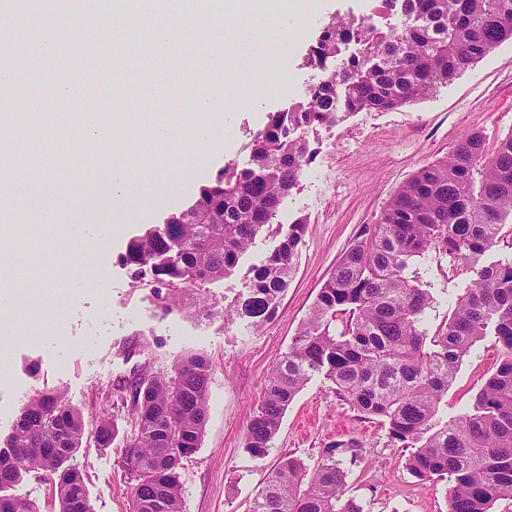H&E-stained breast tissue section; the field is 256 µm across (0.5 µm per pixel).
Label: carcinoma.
Returning <instances> with one entry per match:
<instances>
[{
  "label": "carcinoma",
  "instance_id": "carcinoma-1",
  "mask_svg": "<svg viewBox=\"0 0 512 512\" xmlns=\"http://www.w3.org/2000/svg\"><path fill=\"white\" fill-rule=\"evenodd\" d=\"M409 23L400 31L364 21L330 23L311 46L319 71L292 107L267 116L253 134L251 166L220 169L193 202L129 241L124 261L134 279L170 290L162 307L188 316L244 320L261 330L277 314L295 271L305 224L280 229L278 245L234 303L220 307L204 285L236 268L273 220L311 159L304 133L362 111L413 105L512 40V0H400ZM355 38L359 55L339 70L329 61ZM512 215V132L486 148L466 134L447 157L420 168L390 198L375 224L361 227L320 289L288 351L270 370L244 437L257 460L271 449L282 418L316 375L363 414L381 419L407 469L448 485V512H494L512 493V260L483 257ZM474 274L448 321L432 331L436 299L426 279L432 258ZM342 328L336 329V318ZM487 336L500 360L472 408L444 419L441 403L475 344ZM211 366L197 353L167 374L132 373V428L120 464L137 512H184L182 461L201 446L208 417ZM117 427L102 418L99 447ZM85 421L59 389L21 404L0 447V512H38L34 502L2 491L35 474L52 481L60 512H92L83 476L69 464L82 447ZM363 461L358 441H339L313 468L279 458L249 512H368L347 496V478Z\"/></svg>",
  "mask_w": 512,
  "mask_h": 512
}]
</instances>
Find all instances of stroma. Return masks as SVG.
Here are the masks:
<instances>
[{
	"label": "stroma",
	"mask_w": 512,
	"mask_h": 512,
	"mask_svg": "<svg viewBox=\"0 0 512 512\" xmlns=\"http://www.w3.org/2000/svg\"><path fill=\"white\" fill-rule=\"evenodd\" d=\"M301 9L282 23L280 51L288 55L291 78L305 88L315 76L305 64L309 46L332 19L362 18L386 13L385 0H296ZM140 69L158 79L150 96H137L134 115L122 128L127 162L142 181L143 192L171 177L179 191L161 204L139 211L107 245L71 234L75 224L98 225L99 209L115 160L110 152L84 153L77 113L103 114L111 92L95 80L96 67L80 42L63 47L57 65L80 74V98L59 100L52 83H42L20 100L25 138L16 140L0 159V174L14 187L13 206L23 217L29 250L18 239L0 242V259L11 270L0 280L9 306L0 316V441L11 433L19 394L62 389L79 408L88 432L76 454L93 512H135L132 486L119 461L131 413L119 387L133 370L166 373L188 352L204 354L212 365L209 419L198 451L183 462L186 512H248L270 469L284 455L316 465L340 440L355 439L365 459L348 477V494L366 503L369 512H448L447 485L412 476L401 449L392 447L386 426L337 397L333 385L314 377L290 404L265 459L256 460L243 447L244 435L261 400L270 369L282 358L320 288L335 269L360 227L376 223L389 197L419 168L448 154L468 132L481 130L488 147L512 132V41L464 72L431 97L390 112H359L330 128L308 133L313 154L277 223L304 219L305 233L293 278L280 299L276 317L261 332L245 323L222 318L188 317L163 312L166 291L139 286L121 261L128 242L182 209L197 187L219 169L250 165V142L268 113L291 105L276 94L248 95L224 117V136L209 147L205 166L185 174L186 158L197 147L195 116L187 95H172V73H193V60L180 44L157 51L139 39ZM56 117L71 135L69 160L62 172L49 174L48 152L38 116ZM275 235H259L234 272L208 284L206 292L220 306L232 304L244 290L253 266L261 264L278 244ZM106 271L110 286L94 283ZM435 306L428 315L437 329L453 312L456 295L469 276L449 264L433 266ZM109 319H101L102 307ZM500 359L493 337L478 342L465 357L448 389L442 415L470 409L485 377ZM111 417L118 434L110 447H98L92 430L102 416Z\"/></svg>",
	"instance_id": "obj_1"
}]
</instances>
